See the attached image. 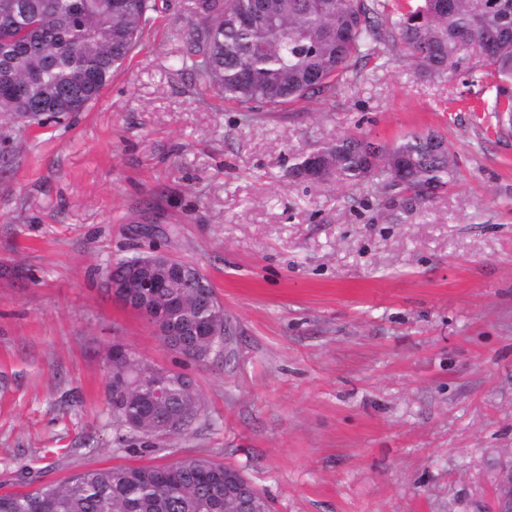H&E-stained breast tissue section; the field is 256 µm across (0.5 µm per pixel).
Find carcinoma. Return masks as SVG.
I'll list each match as a JSON object with an SVG mask.
<instances>
[{"label":"carcinoma","instance_id":"obj_1","mask_svg":"<svg viewBox=\"0 0 512 512\" xmlns=\"http://www.w3.org/2000/svg\"><path fill=\"white\" fill-rule=\"evenodd\" d=\"M413 0L400 12H386L383 0H192L189 49L180 70L219 92L224 102L261 116L348 83L352 62L368 59L380 47L398 50L423 78H442L452 67L470 82L491 80L493 112L512 128V0ZM17 16L14 26L0 19V122L43 125L48 116L81 112L97 100L112 77L151 29L159 5L168 0H0ZM278 17L274 30L234 23L231 17L252 7ZM481 55L471 64L469 50ZM34 80L44 93L66 92V106L53 109L21 94ZM441 135L428 131L378 145L364 134H345L300 155L287 170L306 181L317 176L323 149L336 151V175L329 182L371 183L383 196H405L420 203L449 185L455 158L448 147L432 145ZM155 316L184 326L204 317L196 289L171 288L150 298H132ZM171 349L187 347L195 360L212 342L205 336H165ZM169 381L167 398L155 403L149 391ZM112 410L130 433L156 427L169 435L189 432L182 422L202 401L185 375L148 363L128 351L126 365L106 366ZM246 483L242 473L206 456L182 457L166 466L140 465L91 469L60 483L30 491L0 493V512H224L228 484Z\"/></svg>","mask_w":512,"mask_h":512}]
</instances>
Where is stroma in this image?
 <instances>
[{
  "mask_svg": "<svg viewBox=\"0 0 512 512\" xmlns=\"http://www.w3.org/2000/svg\"><path fill=\"white\" fill-rule=\"evenodd\" d=\"M85 111L14 131L0 165V492L30 471L207 456L272 512H498L512 467V131L487 83L358 61L338 95L258 120L177 62L171 0ZM427 130L453 183L405 209L370 184L288 178L314 144ZM161 248L200 268L229 334L203 365L106 291ZM189 375L197 429L120 446L107 351Z\"/></svg>",
  "mask_w": 512,
  "mask_h": 512,
  "instance_id": "35a3bbf8",
  "label": "stroma"
}]
</instances>
